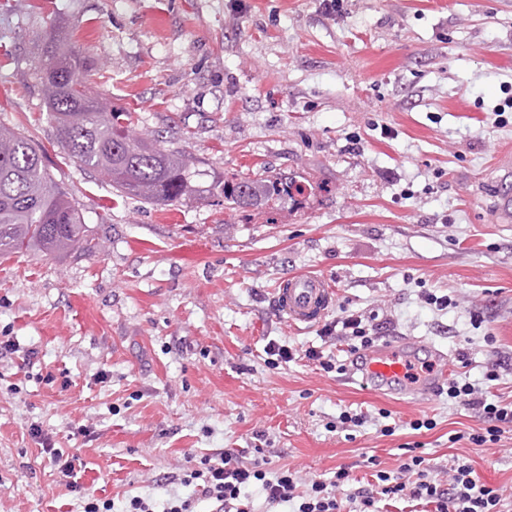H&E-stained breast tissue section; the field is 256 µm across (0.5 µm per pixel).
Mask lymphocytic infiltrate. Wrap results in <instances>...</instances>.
<instances>
[{"label":"lymphocytic infiltrate","instance_id":"1","mask_svg":"<svg viewBox=\"0 0 512 512\" xmlns=\"http://www.w3.org/2000/svg\"><path fill=\"white\" fill-rule=\"evenodd\" d=\"M451 404L476 411L484 422V431L470 434L473 444L499 441L512 428V403H492L469 382L449 380L446 389ZM373 486L348 489L349 473L339 469L329 479L312 481L299 487L295 472L281 468L265 469L255 460L227 449L215 456L201 458L181 476L182 485L193 487L192 495L169 498L164 506L151 499L134 496L128 499L125 512H196L197 498L210 501L214 512H244L243 491L259 486L269 504H291L292 512H376L378 496L431 504L433 512H503L502 499L491 487L480 484L470 465H454L447 478L430 477L422 457L409 456L397 473L377 471Z\"/></svg>","mask_w":512,"mask_h":512}]
</instances>
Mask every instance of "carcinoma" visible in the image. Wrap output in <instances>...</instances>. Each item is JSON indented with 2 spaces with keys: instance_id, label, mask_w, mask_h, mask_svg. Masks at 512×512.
I'll return each instance as SVG.
<instances>
[{
  "instance_id": "obj_1",
  "label": "carcinoma",
  "mask_w": 512,
  "mask_h": 512,
  "mask_svg": "<svg viewBox=\"0 0 512 512\" xmlns=\"http://www.w3.org/2000/svg\"><path fill=\"white\" fill-rule=\"evenodd\" d=\"M91 67L89 57L75 45L64 46L57 27H51L35 77L68 156L117 191L149 204L205 199L196 158L121 125L120 115L91 94ZM302 194V185L278 177L226 179L209 192L243 210ZM100 248L76 202L52 181L43 156L21 133L0 125V257L23 249L63 255Z\"/></svg>"
}]
</instances>
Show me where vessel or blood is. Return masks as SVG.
I'll use <instances>...</instances> for the list:
<instances>
[{"instance_id":"vessel-or-blood-1","label":"vessel or blood","mask_w":512,"mask_h":512,"mask_svg":"<svg viewBox=\"0 0 512 512\" xmlns=\"http://www.w3.org/2000/svg\"><path fill=\"white\" fill-rule=\"evenodd\" d=\"M334 289L322 276L294 274L277 294L278 310L295 326L317 322L328 309ZM447 358L435 346L413 338L387 340L361 354L355 371L362 384L386 395L431 393L448 378Z\"/></svg>"}]
</instances>
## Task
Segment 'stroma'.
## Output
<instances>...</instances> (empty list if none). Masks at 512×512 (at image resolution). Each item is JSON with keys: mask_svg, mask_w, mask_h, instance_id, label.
<instances>
[{"mask_svg": "<svg viewBox=\"0 0 512 512\" xmlns=\"http://www.w3.org/2000/svg\"><path fill=\"white\" fill-rule=\"evenodd\" d=\"M97 61L94 92L125 125L224 179L295 178L271 214L218 198L153 206L60 147L33 78L54 23ZM0 124L29 137L104 244L0 257V512H82L81 489L164 504L174 476L227 448L301 481L368 482L415 453L512 493V431L446 396L383 395L329 329L351 313L381 339L443 351L451 377L512 401V223L495 194L512 164V0H0ZM325 276L321 321L290 325L284 278ZM448 295L447 310L426 295ZM294 350L269 364L265 349ZM499 379L484 382L488 366ZM366 413L358 430L341 411ZM432 430H411L419 418ZM390 435H382V428ZM73 459L65 477L51 458Z\"/></svg>", "mask_w": 512, "mask_h": 512, "instance_id": "35a3bbf8", "label": "stroma"}]
</instances>
